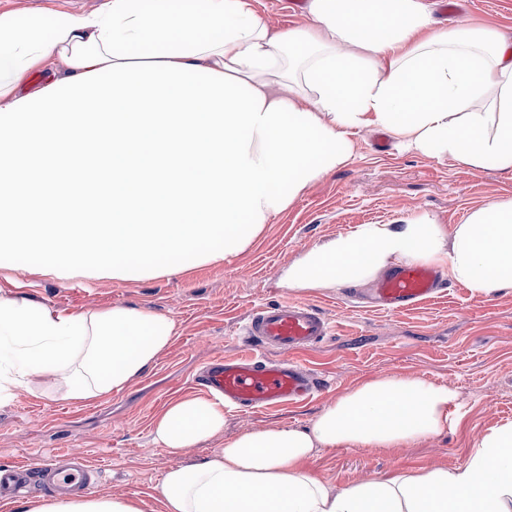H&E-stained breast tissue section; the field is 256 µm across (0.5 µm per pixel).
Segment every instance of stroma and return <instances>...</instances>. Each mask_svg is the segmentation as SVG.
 Returning a JSON list of instances; mask_svg holds the SVG:
<instances>
[{
  "mask_svg": "<svg viewBox=\"0 0 512 512\" xmlns=\"http://www.w3.org/2000/svg\"><path fill=\"white\" fill-rule=\"evenodd\" d=\"M103 0H0V14H86ZM434 15L446 23L484 24L512 40V0H462L461 9ZM379 131L352 135L350 164L312 183L268 224L246 252L227 262L188 265L160 278L51 279L36 257L0 255V290L13 281L49 307L95 310L136 307L173 319L178 333L155 365L122 392L96 404L62 399L55 391L21 393L0 401V466L31 465L74 451L100 469L96 494L135 497L143 512H165L162 479L171 467L204 458L225 440L268 425L305 427L326 405L370 378L420 375L454 389L462 417L446 433L403 448L329 447L309 470L342 488L396 471L464 464L474 441L512 421V290L477 296L456 280L417 306L387 311L368 300L367 285L301 294L319 306L333 332L302 359L328 375L322 392L304 402L260 411L228 412L223 435L195 448H159L152 424L172 400L204 396L195 377L211 360L238 354L236 333L255 307L290 299L279 285L281 268L305 249L361 224H403L418 213L451 228L489 202L512 199V173L493 166L465 168L399 147Z\"/></svg>",
  "mask_w": 512,
  "mask_h": 512,
  "instance_id": "1",
  "label": "stroma"
}]
</instances>
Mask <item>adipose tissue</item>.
Returning a JSON list of instances; mask_svg holds the SVG:
<instances>
[{
    "label": "adipose tissue",
    "instance_id": "obj_1",
    "mask_svg": "<svg viewBox=\"0 0 512 512\" xmlns=\"http://www.w3.org/2000/svg\"><path fill=\"white\" fill-rule=\"evenodd\" d=\"M309 25L271 28L252 0H104L96 11L0 15V253L50 278L179 272L247 251L377 126L462 167L512 171V42L436 27L424 0H309ZM443 264L473 293L512 290V199L446 232L427 214L363 224L302 252L292 292L364 284L395 264ZM177 334L134 307L51 308L0 293V396L61 382L98 402L141 377ZM457 396L384 375L306 427L255 429L169 469L166 512H512V423L464 466L336 489L307 469L327 446L394 448L441 435ZM223 402L184 397L152 442L193 448L224 430ZM20 512H142L136 499L70 496Z\"/></svg>",
    "mask_w": 512,
    "mask_h": 512
}]
</instances>
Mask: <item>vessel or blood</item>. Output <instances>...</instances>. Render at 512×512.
<instances>
[{
  "label": "vessel or blood",
  "mask_w": 512,
  "mask_h": 512,
  "mask_svg": "<svg viewBox=\"0 0 512 512\" xmlns=\"http://www.w3.org/2000/svg\"><path fill=\"white\" fill-rule=\"evenodd\" d=\"M443 282L440 268L399 264L377 281L374 302L389 310L405 309L434 298ZM330 332L328 318L311 303L260 305L242 327L246 352L234 359H214L202 382L209 393L245 412L300 403L320 387L321 379L298 357ZM98 477V468L78 456L66 463L50 457L37 466H0V496L29 483L48 495L85 493L95 488Z\"/></svg>",
  "instance_id": "1"
}]
</instances>
